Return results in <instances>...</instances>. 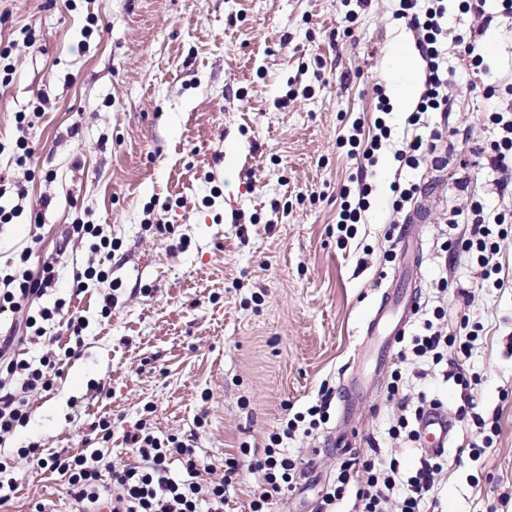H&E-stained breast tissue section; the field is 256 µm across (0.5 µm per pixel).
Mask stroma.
<instances>
[{"label":"stroma","instance_id":"stroma-1","mask_svg":"<svg viewBox=\"0 0 512 512\" xmlns=\"http://www.w3.org/2000/svg\"><path fill=\"white\" fill-rule=\"evenodd\" d=\"M396 8L373 0L347 36L342 0H0V42L15 45L12 79L0 86V171L55 174L30 182L24 215L0 226V266L26 247L31 265L56 257L77 220L118 243L105 255L74 240L57 256L54 294L87 323L81 353L60 362L53 390L32 397L28 425L0 454L32 441L47 455L90 453L99 446L90 425L107 417L113 464H134L124 431L146 417L158 435H194L200 461L218 467L241 445L262 452L282 420L325 398L328 422L284 443L303 476L271 508L315 512L343 461L393 448L399 410L388 385L398 369L410 404L439 400L453 423L447 471L422 512H512V287H494L475 258L441 249L467 229L456 215L468 194L490 210L512 205L474 165L497 131L470 91L512 81V27L486 31L487 74L448 52L454 148L446 166L408 174L421 184L425 221L389 211L406 117L397 108L372 205L353 238L337 237L336 198L357 163L336 142L354 119L372 124L374 85L399 53L416 51ZM43 95L22 169L11 152L15 115ZM45 197L37 227L28 213ZM404 239L420 253L418 269L403 263ZM91 261L110 267L111 281L76 292L73 276ZM441 278L447 292L433 293ZM412 285L421 310L406 336L438 307L449 333L465 314L480 323L464 364L470 387L448 380L442 364L414 379L401 343L368 340L384 297L405 298ZM109 293L116 303L104 319ZM462 408L473 416L459 417ZM488 434L492 448L471 457ZM14 476L18 489L0 512H27L35 500L74 512L57 474L22 460Z\"/></svg>","mask_w":512,"mask_h":512}]
</instances>
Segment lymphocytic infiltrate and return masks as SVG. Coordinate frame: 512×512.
Segmentation results:
<instances>
[{"label": "lymphocytic infiltrate", "mask_w": 512, "mask_h": 512, "mask_svg": "<svg viewBox=\"0 0 512 512\" xmlns=\"http://www.w3.org/2000/svg\"><path fill=\"white\" fill-rule=\"evenodd\" d=\"M397 2L395 17L405 21L414 36L415 48L424 63V82L416 107L406 118L412 134L394 158L399 169L416 171L434 159L443 139L441 129L431 126L430 114H448L453 106L451 82L444 66L448 0ZM486 2L458 0L460 13L475 20L469 35L459 40L461 57L472 70L483 73L489 70L481 48L483 33L491 25L512 20V0H499L495 12L487 11ZM374 90L377 115L372 129H365L361 119H354L337 141L338 148L360 162L356 175L339 192L336 229L346 239L351 238L355 224L361 222L371 206L369 169L376 164L377 154L392 132L387 122L388 98L382 85H375ZM482 96L487 102L484 118L498 130L497 138L483 152L497 173L498 190L506 195L512 193V83L485 85ZM466 219L470 225L468 234L444 241V251L476 257L483 278H494L496 287H505L498 256L501 240L512 233L507 229L512 223V209L488 215L482 199L474 196ZM29 258V252H21L16 264L0 270V309L19 316L7 335L0 336V443L27 425L31 397L51 391L59 374L58 363L76 353L71 346L50 348L35 362L19 358L16 353L18 345L44 337L46 323L62 316L66 306L59 299L53 306L33 308L34 297L56 288L58 270L56 262L47 261L38 271H31L27 267ZM434 316V321L426 323L424 334L412 338L411 359L437 364L453 346L454 340L443 324L444 310H435ZM327 420L325 404L312 405L285 419L270 433L262 454L251 455L249 447L244 446L239 456L225 459L219 468L200 463L190 440L176 434L158 436L143 420L125 434L126 443L140 458L136 464L113 466L109 455L99 449L88 455L57 452L46 457L35 443L17 449L16 457L61 476L78 512H97L103 504L108 512H224V493L245 466L260 472L263 480L249 504V512H269L274 496L293 490L300 472L298 459L288 455L283 446L285 439L299 431L311 433ZM379 455V449L370 448L365 455L341 464L317 512H335L339 501L349 494L354 497L353 512H386L392 499L398 503V512H420L443 472L441 455L422 454L418 466L407 473L401 471L397 458L383 461ZM177 457L185 462V473L179 480L170 476V463Z\"/></svg>", "instance_id": "f902f5d3"}]
</instances>
